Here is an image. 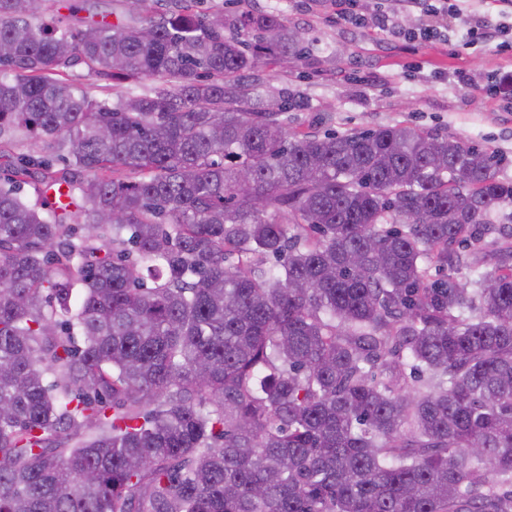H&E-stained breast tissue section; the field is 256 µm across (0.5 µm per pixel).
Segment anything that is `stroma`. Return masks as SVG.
<instances>
[{
  "label": "stroma",
  "instance_id": "obj_1",
  "mask_svg": "<svg viewBox=\"0 0 512 512\" xmlns=\"http://www.w3.org/2000/svg\"><path fill=\"white\" fill-rule=\"evenodd\" d=\"M65 23L83 27L104 19H126L132 0H58ZM201 11H276L305 32L307 54L273 61L260 74L261 100L288 93L298 109L284 115L289 133H344L402 124L451 135L494 149L500 174L512 179V112L480 89L512 74V54L494 44L467 45L461 32L447 43L393 40L373 26L333 19L325 0H200ZM465 70L471 87L448 83Z\"/></svg>",
  "mask_w": 512,
  "mask_h": 512
}]
</instances>
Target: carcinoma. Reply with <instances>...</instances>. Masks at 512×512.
Listing matches in <instances>:
<instances>
[{
    "label": "carcinoma",
    "instance_id": "1",
    "mask_svg": "<svg viewBox=\"0 0 512 512\" xmlns=\"http://www.w3.org/2000/svg\"><path fill=\"white\" fill-rule=\"evenodd\" d=\"M45 2L0 0V512H512L496 152L288 133L298 101L247 83L305 51L276 11L83 30ZM75 64L162 85L98 101ZM34 170L57 203L22 200Z\"/></svg>",
    "mask_w": 512,
    "mask_h": 512
}]
</instances>
